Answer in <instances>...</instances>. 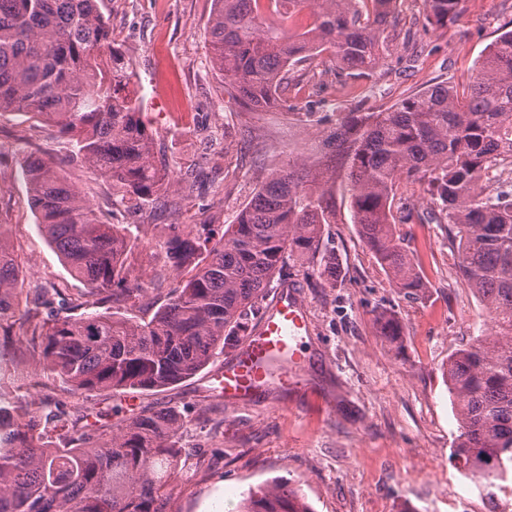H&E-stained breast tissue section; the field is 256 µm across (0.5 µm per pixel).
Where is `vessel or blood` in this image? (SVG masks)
I'll list each match as a JSON object with an SVG mask.
<instances>
[{
    "label": "vessel or blood",
    "instance_id": "vessel-or-blood-1",
    "mask_svg": "<svg viewBox=\"0 0 512 512\" xmlns=\"http://www.w3.org/2000/svg\"><path fill=\"white\" fill-rule=\"evenodd\" d=\"M309 334V322L296 293L281 290L268 304L253 336L216 375L220 397L246 400L271 386H301L306 362L301 347Z\"/></svg>",
    "mask_w": 512,
    "mask_h": 512
}]
</instances>
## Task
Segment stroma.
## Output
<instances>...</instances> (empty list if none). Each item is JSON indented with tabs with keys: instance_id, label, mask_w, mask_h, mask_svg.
I'll list each match as a JSON object with an SVG mask.
<instances>
[{
	"instance_id": "obj_1",
	"label": "stroma",
	"mask_w": 512,
	"mask_h": 512,
	"mask_svg": "<svg viewBox=\"0 0 512 512\" xmlns=\"http://www.w3.org/2000/svg\"><path fill=\"white\" fill-rule=\"evenodd\" d=\"M212 0H105L112 44L119 50L156 143V159L173 174L164 198L130 211L113 205L111 185L69 161L53 128L21 114H0V223L23 270L21 314L49 317L34 306V288L54 284L77 297L74 279L36 222L22 175L40 156L100 207H111L132 245L128 258L146 290L130 316L150 320L177 280L162 267L158 245L171 224L199 234L222 229L272 173L286 169L327 135L332 120L354 107L377 111L437 83L474 80L486 49L512 19V0H463L459 20L423 30V0H399L397 22L380 40V65L367 76L337 68L329 55L287 72L284 107L250 112L230 101L206 48ZM318 112L316 120L298 115ZM407 253L425 276L424 294L394 288L363 243L348 208L326 225L313 259H287L282 282L306 301L313 335L304 345L305 386L273 389L247 401L210 392L216 358L194 378L166 390L95 398L98 410L187 409L184 469L165 512H208L223 498L236 512L243 492L273 480L299 488L313 512H482L459 506L467 484L451 452L460 434L444 371L451 352L477 342L486 313L458 271V243L444 224L400 222ZM336 275L328 277L327 258ZM394 315L402 334L390 339L379 320Z\"/></svg>"
}]
</instances>
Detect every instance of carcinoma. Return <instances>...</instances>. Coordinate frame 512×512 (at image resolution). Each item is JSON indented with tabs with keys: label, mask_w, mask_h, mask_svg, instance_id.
<instances>
[{
	"label": "carcinoma",
	"mask_w": 512,
	"mask_h": 512,
	"mask_svg": "<svg viewBox=\"0 0 512 512\" xmlns=\"http://www.w3.org/2000/svg\"><path fill=\"white\" fill-rule=\"evenodd\" d=\"M213 0L208 49L224 90L262 111L286 102L285 74L327 52L366 73L383 57L380 33L394 25L397 0ZM462 0H424L425 27L457 21ZM105 0H0V112L57 129L72 159L112 183L136 206L168 192L154 138L112 48ZM308 24L285 33L284 22ZM488 47L467 86L441 85L378 112L358 108L321 144L261 184L216 241L168 225L165 263L185 269L149 321L118 308L145 289L131 285V245L51 160L23 167L37 224L68 271L87 285L83 300L64 289H35L33 302L64 313L30 325L26 364L5 378L56 377L72 395L141 394L190 379L240 347L265 310L263 298L286 259H308L323 226L337 223L345 195L353 223L400 291L427 288L396 233L404 191L425 184L438 206L427 212L458 238L459 269L492 322L478 342L456 350L445 371L460 425L453 457L477 479L478 494L512 491V20ZM22 270L0 224V336L13 335ZM108 306L114 312H101ZM60 399L15 402L0 396V512H163L182 470L183 413ZM240 512H312L290 485L251 491Z\"/></svg>",
	"instance_id": "carcinoma-1"
}]
</instances>
